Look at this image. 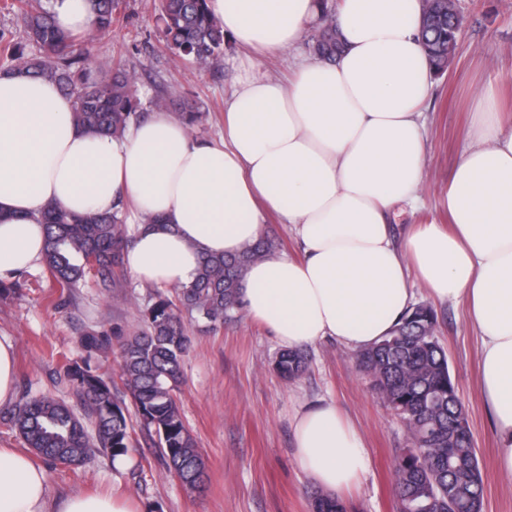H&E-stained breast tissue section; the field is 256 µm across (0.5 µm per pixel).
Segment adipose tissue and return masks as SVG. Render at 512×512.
<instances>
[{
	"instance_id": "1",
	"label": "adipose tissue",
	"mask_w": 512,
	"mask_h": 512,
	"mask_svg": "<svg viewBox=\"0 0 512 512\" xmlns=\"http://www.w3.org/2000/svg\"><path fill=\"white\" fill-rule=\"evenodd\" d=\"M224 31L275 56L319 17L318 0H211ZM424 0H337L335 62L298 57L288 81L239 76L224 133L207 141L158 111L122 136L85 133L57 85L0 74V282L40 265L47 205L73 214L133 207L124 265L139 283L190 285L206 255L240 254L267 213L291 225L304 256L269 252L240 281L247 316L285 350L333 340L360 352L394 331L414 282L462 303L480 341L481 392L512 479V114L498 78L482 86L444 201L448 224L395 242L394 204L417 205L427 166L419 107L433 70L418 34ZM295 456L315 487L352 488L368 466L334 403L304 407ZM0 512H136L130 498L55 499L31 452L0 447Z\"/></svg>"
}]
</instances>
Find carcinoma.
<instances>
[{"label": "carcinoma", "instance_id": "obj_1", "mask_svg": "<svg viewBox=\"0 0 512 512\" xmlns=\"http://www.w3.org/2000/svg\"><path fill=\"white\" fill-rule=\"evenodd\" d=\"M94 27L88 35L112 32L117 0H89ZM3 9L20 21L19 35L0 33V72L25 71L53 81L74 102L76 126L96 135L119 136L137 118L140 101L135 79L121 64L95 65L85 40L60 31L53 21L52 0H4ZM426 2L420 40L434 70L457 47L463 19L445 12L431 15ZM166 46L201 68L221 65L229 37L210 13L208 0H157ZM34 46L27 52L25 47ZM341 43L325 11L313 43L314 55L333 60ZM46 230L43 266L65 293L93 274L105 291L118 287L116 270L130 243L124 204L112 212L76 215L50 207L42 216ZM275 248L263 237L234 257L207 255L195 281L158 293L146 307L142 325L118 345L119 380L130 403L114 392V382L98 373V360L112 351L106 330L79 337L83 354L63 364V374L80 399L77 409L50 395H26L0 423L16 431L24 447L50 467L77 468L91 456H126L136 447V429L155 437L167 473L191 491L204 489L203 456L186 426L176 392L192 348L184 316L213 327L242 315L240 278L248 263ZM438 316L427 304L411 307L388 337L355 356L357 368L404 421L411 446L394 465L398 512H483L484 481L466 406L453 377L448 355L437 336ZM278 375L295 380L307 371L306 351H283L274 363ZM133 405L139 422L130 419ZM312 512H348L333 495L311 492Z\"/></svg>", "mask_w": 512, "mask_h": 512}]
</instances>
